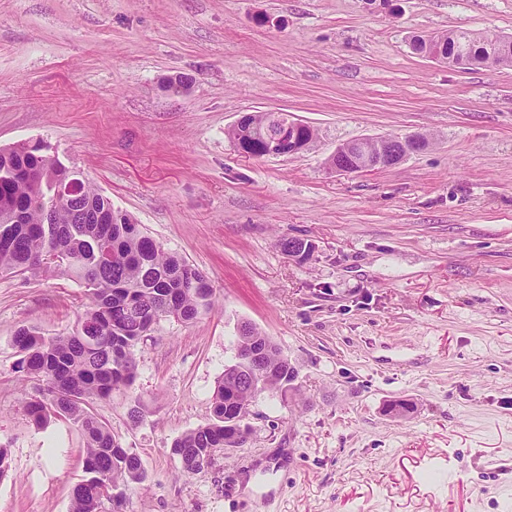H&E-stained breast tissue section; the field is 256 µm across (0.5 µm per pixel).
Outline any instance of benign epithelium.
<instances>
[{
	"label": "benign epithelium",
	"instance_id": "benign-epithelium-1",
	"mask_svg": "<svg viewBox=\"0 0 512 512\" xmlns=\"http://www.w3.org/2000/svg\"><path fill=\"white\" fill-rule=\"evenodd\" d=\"M411 44L418 48L419 55L444 63L453 69L467 70L476 65V60L465 54L446 53V38L441 34L415 35ZM315 139V130L310 125L290 117L278 119L275 131L262 139V143L251 140H236L237 150L246 157H280L301 153ZM430 139L424 134H410L405 137L379 136L344 143L336 148L330 158V166L338 172L357 173L376 168H389L400 165L407 156L425 149ZM261 366L253 369L251 375H244L234 381L232 395L236 401L253 392L256 381L268 375L270 353L262 350L254 354Z\"/></svg>",
	"mask_w": 512,
	"mask_h": 512
}]
</instances>
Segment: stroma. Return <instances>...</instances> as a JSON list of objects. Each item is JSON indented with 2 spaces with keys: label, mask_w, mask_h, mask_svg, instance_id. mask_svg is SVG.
<instances>
[{
  "label": "stroma",
  "mask_w": 512,
  "mask_h": 512,
  "mask_svg": "<svg viewBox=\"0 0 512 512\" xmlns=\"http://www.w3.org/2000/svg\"><path fill=\"white\" fill-rule=\"evenodd\" d=\"M393 5L0 0V148L48 145L217 299L161 320L132 385L94 403L148 475L124 512H512V67L408 45L512 34V0ZM175 76L186 93L163 89ZM257 111L317 139L242 156L228 132ZM414 133L432 143L398 166L329 165L342 143ZM291 237L309 260L282 253ZM89 303L65 277L0 274V512H69L83 440L30 420L13 338L68 334ZM245 323L296 378L256 395L243 444L182 475L172 445L207 422ZM448 36V50L461 51L472 54L476 60L465 53L454 52L447 55L446 38L442 34L415 35L411 44L418 48L419 55L439 63L448 64L453 69L467 70L475 67H512V57H489L487 44L496 35L477 34L470 31L451 30Z\"/></svg>",
  "instance_id": "35a3bbf8"
}]
</instances>
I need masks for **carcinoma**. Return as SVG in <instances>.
Listing matches in <instances>:
<instances>
[{
	"mask_svg": "<svg viewBox=\"0 0 512 512\" xmlns=\"http://www.w3.org/2000/svg\"><path fill=\"white\" fill-rule=\"evenodd\" d=\"M447 36L448 50L472 54L480 67H512V57L489 56L492 34ZM0 272L63 275L86 288L90 306L69 335L17 331L18 369L36 388L26 403L35 423L68 421L83 438L84 476L73 488L70 512H121L122 488L144 482L146 473L92 403L132 384L135 349L160 320L188 323L214 306L209 279L112 210V200L80 172L34 144L0 149ZM295 377L290 363L281 364L261 391L285 392ZM232 378L224 369L207 423L173 444L187 474L211 465L224 452V436L243 426V404L230 397Z\"/></svg>",
	"mask_w": 512,
	"mask_h": 512,
	"instance_id": "cac0c4a2",
	"label": "carcinoma"
}]
</instances>
